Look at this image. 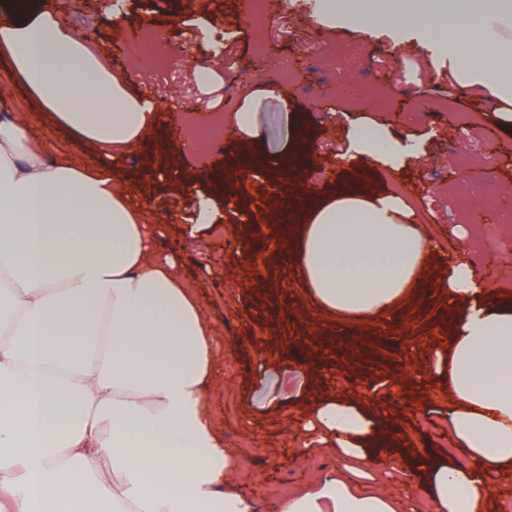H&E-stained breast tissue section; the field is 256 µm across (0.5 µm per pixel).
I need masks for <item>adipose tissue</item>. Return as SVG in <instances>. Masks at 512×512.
<instances>
[{
	"instance_id": "ef3b65f1",
	"label": "adipose tissue",
	"mask_w": 512,
	"mask_h": 512,
	"mask_svg": "<svg viewBox=\"0 0 512 512\" xmlns=\"http://www.w3.org/2000/svg\"><path fill=\"white\" fill-rule=\"evenodd\" d=\"M401 19L458 17L443 33L458 92L493 102L512 128V0H401ZM373 28L363 0H314L319 27ZM0 59L27 103L68 145L0 114V512H261L238 481L209 410L222 339L182 276L159 254L150 201L123 184L120 160L162 124L163 104L135 92L43 0H0ZM350 165L401 171L414 151L359 117ZM92 147V162L69 150ZM399 192L348 186L316 199L296 266L323 309L380 320L432 261L453 311L427 373L445 384L461 457L395 451L386 405L319 393L297 421L302 454L336 465L280 496L273 512H404L381 477L420 478L432 512H488L492 480L512 475V293L471 259L441 255Z\"/></svg>"
}]
</instances>
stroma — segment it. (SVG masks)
Masks as SVG:
<instances>
[{
  "label": "stroma",
  "instance_id": "obj_1",
  "mask_svg": "<svg viewBox=\"0 0 512 512\" xmlns=\"http://www.w3.org/2000/svg\"><path fill=\"white\" fill-rule=\"evenodd\" d=\"M312 0H301L303 16L275 21L267 35L298 57V69L309 91L289 92L291 111L311 138L300 163L288 165L292 153L286 119L274 96L250 95L252 112L264 130L259 141L236 139L215 145L224 165L202 167L201 187L223 185L229 197L224 222L211 234L185 239L172 226L176 215L190 213L194 196L167 188L151 189V208L165 231L158 240L163 252L184 255V275L224 341V366L210 409L232 448L247 449L241 461L244 481L258 487L260 504L305 485L331 469L332 454L316 451L300 456L293 438L295 421L312 389L310 369L324 363L330 384L340 393L369 391L393 405L398 447L412 454L428 450L454 453L448 433V399L440 383L407 381L403 373L421 368L433 342L448 337V301L438 287L440 273L428 268L423 280L394 317L385 322L349 321L314 302L293 262L298 224L310 192L331 190L342 178L337 164L345 143L342 133L354 119L342 106L346 95L373 100L370 87L391 83L395 100L415 94L441 98L448 86L435 80L429 67L442 43L439 31L449 27L440 14L421 23L386 24L368 31L337 21L334 48L321 60H305L307 42L317 34L306 11ZM58 18L75 29L93 33L91 47L110 62L127 56L115 37L117 19L101 0H49ZM131 18L150 16L155 25L171 26L179 40L197 49L209 46L208 20L224 22L230 37L224 45L239 77L254 84L277 86L276 68L252 58L251 36L240 0H210L207 8L194 0H131ZM347 59L349 79H342L333 57ZM325 90L332 109L320 111L318 90ZM484 127L501 147L496 190L482 194L483 209L498 212V194L512 184V138L489 117L490 103L478 101ZM400 140L414 141L416 155L400 174L411 197L422 200L419 229L449 254L460 243L452 229L458 223L460 174L458 156L467 143L448 112L373 111ZM246 239L247 259L233 258L239 239Z\"/></svg>",
  "mask_w": 512,
  "mask_h": 512
}]
</instances>
